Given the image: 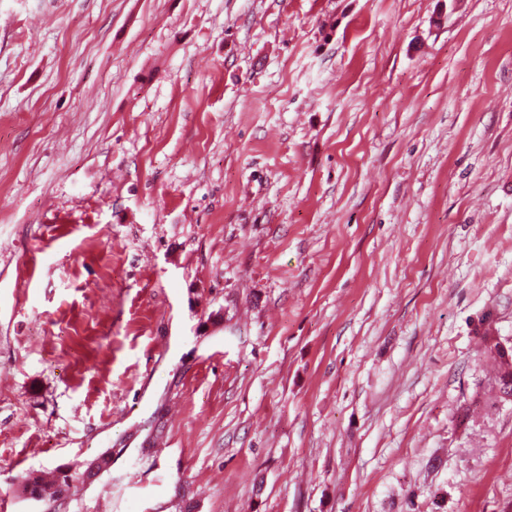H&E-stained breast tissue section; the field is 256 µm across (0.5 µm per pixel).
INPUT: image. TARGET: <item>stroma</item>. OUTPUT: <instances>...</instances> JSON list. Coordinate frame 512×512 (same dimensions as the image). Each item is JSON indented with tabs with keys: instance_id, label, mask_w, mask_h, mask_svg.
I'll return each instance as SVG.
<instances>
[{
	"instance_id": "1",
	"label": "stroma",
	"mask_w": 512,
	"mask_h": 512,
	"mask_svg": "<svg viewBox=\"0 0 512 512\" xmlns=\"http://www.w3.org/2000/svg\"><path fill=\"white\" fill-rule=\"evenodd\" d=\"M512 0H0V505L512 512ZM492 336L489 328L484 329L481 339L485 355L493 360L497 366V374L494 377V398L498 402H512V350L509 352V359L503 354L493 352ZM507 397L511 399L508 400ZM112 468V453L105 451L85 463V470L82 473L72 471L71 467L58 469L55 479L48 483L41 475H28L23 483L21 493L28 499L36 501L57 502L68 496L72 488L76 487L74 483L80 481L95 480L105 473L110 472Z\"/></svg>"
}]
</instances>
